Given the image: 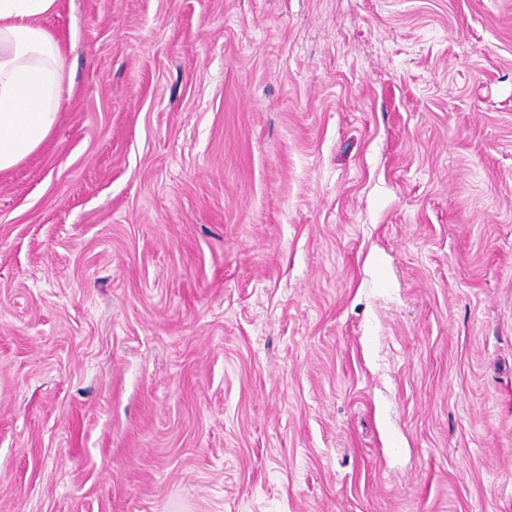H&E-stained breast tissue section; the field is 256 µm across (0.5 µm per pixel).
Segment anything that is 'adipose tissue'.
I'll return each instance as SVG.
<instances>
[{"instance_id":"obj_1","label":"adipose tissue","mask_w":512,"mask_h":512,"mask_svg":"<svg viewBox=\"0 0 512 512\" xmlns=\"http://www.w3.org/2000/svg\"><path fill=\"white\" fill-rule=\"evenodd\" d=\"M56 5L57 0H0V172L34 153L58 120L61 49L41 24Z\"/></svg>"}]
</instances>
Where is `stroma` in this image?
Returning <instances> with one entry per match:
<instances>
[{
	"instance_id": "1",
	"label": "stroma",
	"mask_w": 512,
	"mask_h": 512,
	"mask_svg": "<svg viewBox=\"0 0 512 512\" xmlns=\"http://www.w3.org/2000/svg\"><path fill=\"white\" fill-rule=\"evenodd\" d=\"M0 172V512H512V0H57Z\"/></svg>"
}]
</instances>
